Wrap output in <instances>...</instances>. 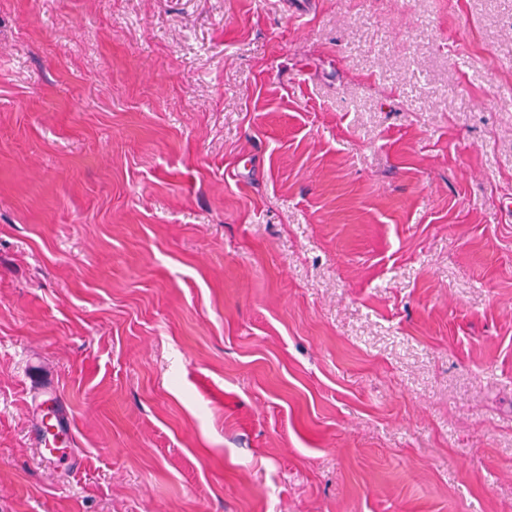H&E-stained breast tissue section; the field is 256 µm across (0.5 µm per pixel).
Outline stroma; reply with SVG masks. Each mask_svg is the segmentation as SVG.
Masks as SVG:
<instances>
[{"label":"stroma","mask_w":512,"mask_h":512,"mask_svg":"<svg viewBox=\"0 0 512 512\" xmlns=\"http://www.w3.org/2000/svg\"><path fill=\"white\" fill-rule=\"evenodd\" d=\"M0 512H512V0H0ZM50 411L45 413L41 419V431L38 439V446L41 447L44 443L43 448L46 452L49 453V456L42 454L44 457L52 459L54 461H59L63 459V453H61L62 448H58L56 446V438L59 435L62 427L67 429L68 424L64 420V414L58 410L51 411V418L46 420V417ZM52 421V424L50 422ZM49 427H51L49 429ZM49 429V430H48Z\"/></svg>","instance_id":"obj_1"}]
</instances>
